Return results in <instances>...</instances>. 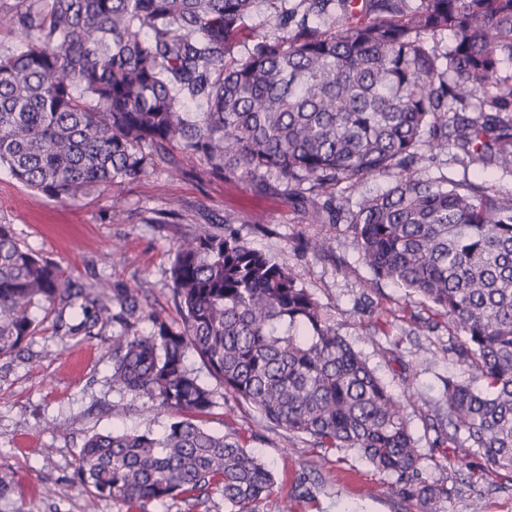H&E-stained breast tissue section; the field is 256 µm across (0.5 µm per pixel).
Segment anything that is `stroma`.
I'll return each instance as SVG.
<instances>
[{
    "label": "stroma",
    "instance_id": "35a3bbf8",
    "mask_svg": "<svg viewBox=\"0 0 512 512\" xmlns=\"http://www.w3.org/2000/svg\"><path fill=\"white\" fill-rule=\"evenodd\" d=\"M178 171L160 166L139 180L98 190L81 202H62L18 183L0 167V224L10 225L22 247L58 265L71 287L134 288L147 310L179 326L169 278L176 247L202 230L232 224L245 241L300 272L329 312L339 333L366 356L396 394L422 454L427 482L446 484L444 512H512V473L491 470L480 456L458 469L438 447L430 404L443 381L471 373L451 353L446 327L413 331V320L434 318L420 297L377 280L362 263L341 224H314L285 184L227 179L198 159L176 154ZM434 174L455 181L482 180L512 198V175L497 166L478 169L463 153L437 157ZM176 209L169 222L163 213ZM326 238L324 254L301 242ZM36 329L20 352L0 359V512H230L220 497L193 507L177 498L159 505L128 504L95 494L76 478L85 440L98 432L161 434L171 416L145 396L120 395L110 382L111 321L83 322L78 304L59 298L30 310ZM415 367L414 377L405 370ZM214 406L200 418L216 434L238 437L267 461L275 484L257 512H281L295 498L297 512H423L401 496L393 475L377 471L354 448H318L310 439L261 423L250 407L215 386Z\"/></svg>",
    "mask_w": 512,
    "mask_h": 512
}]
</instances>
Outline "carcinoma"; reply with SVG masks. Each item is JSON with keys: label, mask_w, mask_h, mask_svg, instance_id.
<instances>
[{"label": "carcinoma", "mask_w": 512, "mask_h": 512, "mask_svg": "<svg viewBox=\"0 0 512 512\" xmlns=\"http://www.w3.org/2000/svg\"><path fill=\"white\" fill-rule=\"evenodd\" d=\"M259 3L282 37L248 24ZM0 29L20 42L0 46V165L15 180L77 201L174 168L178 149L216 174L286 182L312 222L346 225L375 278L464 335L455 354L482 387L445 381L437 441L512 472V198L422 173L453 148L512 171V75H501L512 0H18ZM444 35L438 54L430 41ZM472 103L479 118L448 120ZM374 176L392 187L350 205L344 193ZM169 273L179 328L134 288L69 287L0 224V357L33 334L35 302L81 298L83 314L120 327L112 388L174 415L158 437H89L79 481L124 503L218 495L231 512H256L274 474L239 439L194 422L214 391L188 366L191 351L260 421L359 450L400 494L441 512L448 488L421 480L401 397L299 272L226 224L182 242Z\"/></svg>", "instance_id": "obj_1"}]
</instances>
